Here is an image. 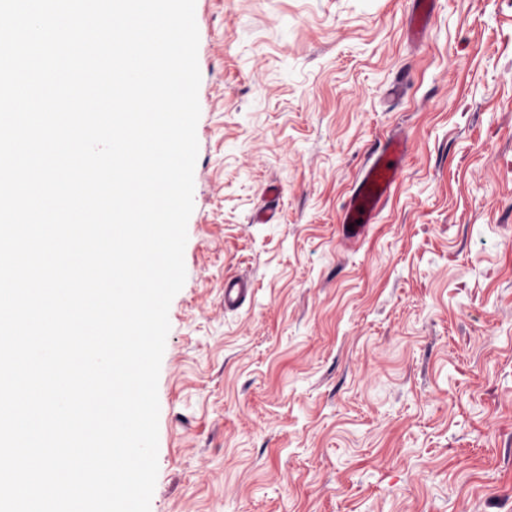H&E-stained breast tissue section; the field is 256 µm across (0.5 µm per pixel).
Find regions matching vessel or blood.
Listing matches in <instances>:
<instances>
[{"mask_svg":"<svg viewBox=\"0 0 512 512\" xmlns=\"http://www.w3.org/2000/svg\"><path fill=\"white\" fill-rule=\"evenodd\" d=\"M436 0H413L408 36L420 41L425 37ZM408 152V142L402 133L389 134L379 147L370 152L361 167L347 200L340 224L346 241L364 239L385 208L401 173ZM253 293L252 283L244 277H229L224 281V307L234 311Z\"/></svg>","mask_w":512,"mask_h":512,"instance_id":"b4317fda","label":"vessel or blood"}]
</instances>
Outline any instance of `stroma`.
<instances>
[{
	"mask_svg": "<svg viewBox=\"0 0 512 512\" xmlns=\"http://www.w3.org/2000/svg\"><path fill=\"white\" fill-rule=\"evenodd\" d=\"M410 11L196 0L151 512H512V0H439L418 44ZM398 130L401 180L348 245L346 196ZM233 275L254 295L228 311Z\"/></svg>",
	"mask_w": 512,
	"mask_h": 512,
	"instance_id": "stroma-1",
	"label": "stroma"
}]
</instances>
